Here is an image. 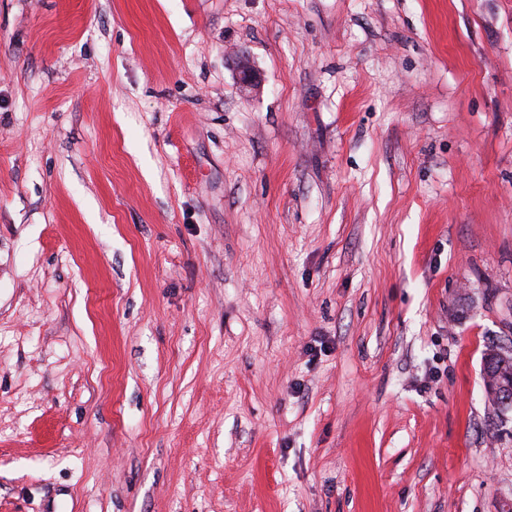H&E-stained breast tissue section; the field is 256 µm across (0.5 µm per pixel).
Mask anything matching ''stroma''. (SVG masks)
Wrapping results in <instances>:
<instances>
[{"instance_id": "35a3bbf8", "label": "stroma", "mask_w": 512, "mask_h": 512, "mask_svg": "<svg viewBox=\"0 0 512 512\" xmlns=\"http://www.w3.org/2000/svg\"><path fill=\"white\" fill-rule=\"evenodd\" d=\"M492 345L512 0H0V512H512Z\"/></svg>"}]
</instances>
